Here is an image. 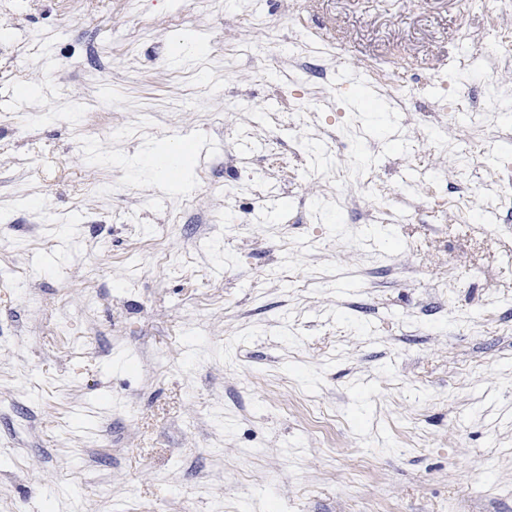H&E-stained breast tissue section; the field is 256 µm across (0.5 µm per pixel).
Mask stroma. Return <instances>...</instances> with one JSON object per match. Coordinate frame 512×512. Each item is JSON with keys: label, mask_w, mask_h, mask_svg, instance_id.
Segmentation results:
<instances>
[{"label": "stroma", "mask_w": 512, "mask_h": 512, "mask_svg": "<svg viewBox=\"0 0 512 512\" xmlns=\"http://www.w3.org/2000/svg\"><path fill=\"white\" fill-rule=\"evenodd\" d=\"M496 29L0 0V512H512V73L458 65Z\"/></svg>", "instance_id": "obj_1"}]
</instances>
